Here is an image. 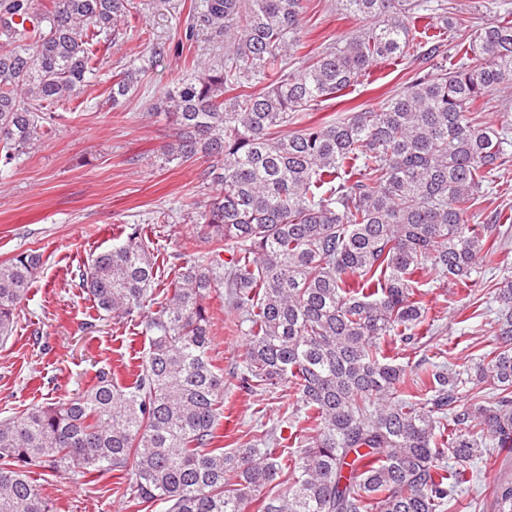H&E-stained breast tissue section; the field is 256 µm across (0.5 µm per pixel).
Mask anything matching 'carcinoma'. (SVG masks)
<instances>
[{
	"label": "carcinoma",
	"instance_id": "obj_1",
	"mask_svg": "<svg viewBox=\"0 0 512 512\" xmlns=\"http://www.w3.org/2000/svg\"><path fill=\"white\" fill-rule=\"evenodd\" d=\"M203 20L224 34V58L198 67L151 109L177 127L164 148L184 164L209 156L222 186L192 203L212 245L181 253L165 297H153L156 257L138 224L80 270L93 301L85 323L135 319L148 347L132 380L101 370L71 398L0 419V512H45L27 467L80 477L118 473L135 504L166 512H439L456 499L491 436L512 452V274L497 282L496 344L459 370L422 375L428 396L403 398L409 378L384 346L426 347L429 267L472 290L512 225L481 222L485 189L512 161V103L496 119L494 93L512 83V19L475 23L453 0H336L363 28L291 64L306 0H204ZM135 0H0V170L98 71L100 43L120 35ZM465 31L449 46L441 33ZM432 61L403 91L370 107L286 132L387 60ZM138 83L112 76V108ZM234 249L224 262V246ZM41 254L0 263V344L18 323ZM241 314L251 342L239 388L284 387L314 435L288 465L264 447L216 445L224 375L209 356L213 292ZM452 430L444 434L445 420ZM512 512V483L491 486Z\"/></svg>",
	"mask_w": 512,
	"mask_h": 512
}]
</instances>
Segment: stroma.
Wrapping results in <instances>:
<instances>
[{"instance_id": "stroma-1", "label": "stroma", "mask_w": 512, "mask_h": 512, "mask_svg": "<svg viewBox=\"0 0 512 512\" xmlns=\"http://www.w3.org/2000/svg\"><path fill=\"white\" fill-rule=\"evenodd\" d=\"M201 2L142 0L140 12L128 17L116 42L104 51L102 65L77 108H56L52 132L37 138L10 170L0 173V262L28 249L43 255L16 330L0 345V419L14 409L86 389L102 369L112 370L119 382L129 380L135 359L148 346L140 325L110 320L97 332L84 330L92 309L78 286L80 267L118 244L126 225L143 229L157 258L154 288L159 292L170 286L183 243L200 253L210 248L187 213L190 203L211 198L213 191L200 174L213 161L202 157L183 165L164 162L161 154L171 140V120L165 113L149 111L178 80L193 74L197 63L224 54L223 38L201 19ZM332 3L308 0L299 28L306 49H322L359 28V21L340 18ZM129 63L140 69V79L115 110L107 102L112 76ZM414 68L408 61L379 64L371 76L346 89L328 114L370 105L403 90ZM508 266L512 242L495 262L482 265L476 296L482 314L470 320L463 309L471 298L435 272L424 273L434 339L418 353L398 347L393 352L397 364L412 376L422 361L430 366L456 364L485 352L494 339V285ZM209 304L211 355L224 374L219 445L231 452L272 429L281 439L279 452H299L310 432L306 422L283 417L291 396L279 389L262 395L239 389L247 332L236 310L217 298ZM486 455V461L475 465L452 512H493L489 487L499 479H512V457L501 465L495 461V448H487ZM28 471L49 512H162L157 505L129 504L122 486L108 475H51L35 465Z\"/></svg>"}]
</instances>
